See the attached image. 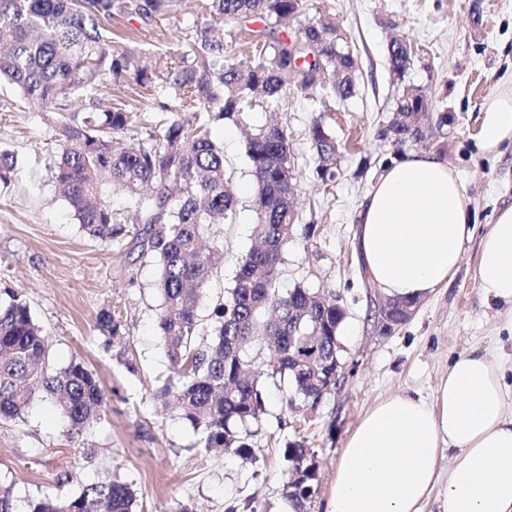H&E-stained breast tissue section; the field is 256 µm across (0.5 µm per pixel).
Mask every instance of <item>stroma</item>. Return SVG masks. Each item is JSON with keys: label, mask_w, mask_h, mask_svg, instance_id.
<instances>
[{"label": "stroma", "mask_w": 512, "mask_h": 512, "mask_svg": "<svg viewBox=\"0 0 512 512\" xmlns=\"http://www.w3.org/2000/svg\"><path fill=\"white\" fill-rule=\"evenodd\" d=\"M328 13L348 38L360 68L357 93L338 103L332 127L345 150L342 177L325 188L312 172L307 129L314 114L306 93L284 95L279 115L288 129L298 171L295 235L284 252L279 287L302 284L341 296L347 316L341 336L345 379L312 416L287 409L275 386L264 391L266 413L247 439L256 457L204 452L172 410L154 394L170 374L154 336L160 269L86 235L68 205L54 197L46 167L52 129L35 112L0 108V144L12 149L17 169L0 183V286L24 294L35 321L49 338L53 364L80 362L94 371L108 397L101 424L71 435L50 401L36 395L24 419L0 423V482L18 499L77 494L82 482L116 477L131 482L136 512H174L177 503L196 512L247 506L284 512L281 496L287 442H304L317 457L318 492L309 512H327L341 448L361 418L382 399L416 392L433 399L453 360L477 348L501 367L512 411V308L486 303L479 288L478 237L497 208L512 203V145L501 154L484 152L477 140L488 98L512 85V0H310ZM479 5L483 25L471 29L468 15ZM416 47L406 74L424 87L433 114H445L442 132L407 145V152H432L463 177L472 200L476 241L449 285L421 299L413 316L391 334H380L374 302L380 293L367 280L355 249V216L381 172L401 152L378 136L392 116L399 87L390 73L392 35ZM224 162L236 172L234 194L240 223L214 227L224 244V265L198 303L202 319L233 284L240 257L249 249L248 211L254 192L239 126L214 130ZM118 312L128 331L122 345L132 354L128 371L106 350L95 327L101 309ZM68 472L72 481L57 482Z\"/></svg>", "instance_id": "1"}]
</instances>
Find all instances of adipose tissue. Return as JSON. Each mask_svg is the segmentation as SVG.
<instances>
[{
    "label": "adipose tissue",
    "instance_id": "obj_1",
    "mask_svg": "<svg viewBox=\"0 0 512 512\" xmlns=\"http://www.w3.org/2000/svg\"><path fill=\"white\" fill-rule=\"evenodd\" d=\"M489 153L512 143V89L490 97L478 132ZM460 173L432 153L385 166L356 217L355 249L386 297L423 299L448 287L474 235ZM486 299L512 307V204L479 244ZM500 369L479 350L458 356L433 400L410 393L375 404L346 438L328 512H512V412ZM448 470H441V458Z\"/></svg>",
    "mask_w": 512,
    "mask_h": 512
}]
</instances>
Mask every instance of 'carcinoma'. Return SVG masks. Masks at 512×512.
Here are the masks:
<instances>
[{
  "mask_svg": "<svg viewBox=\"0 0 512 512\" xmlns=\"http://www.w3.org/2000/svg\"><path fill=\"white\" fill-rule=\"evenodd\" d=\"M184 0H0V84L14 91L4 107L39 112L53 136L47 143L54 192L90 237L160 265L161 304L156 336L172 376L158 390L164 406L197 436L205 452L231 449L251 459L242 431L266 414L263 387L287 388V408L311 414L328 394L318 376L299 365L317 351L316 363L336 366V343L346 311L336 296L323 297L301 284L279 293L276 280L297 221V175L278 101L290 89L311 92L319 115L308 129L317 179L336 180V136L328 113L354 95L357 61L325 15L310 17L308 0H194L192 17L180 18ZM144 27L182 20L186 35L177 50L159 48L143 62L132 45L113 46L112 23ZM258 19L262 26L247 23ZM294 31L286 33L288 23ZM248 47L234 56L228 46L241 33ZM328 79L299 83L318 68ZM408 57L392 55L393 78L404 82ZM130 86L149 105L130 110L112 88ZM265 122L244 143L255 184L252 246L239 260L233 287L224 291L209 326L196 303L224 264V248L204 252L201 240L215 224H236L235 172L224 165V147L212 128L244 125L250 112ZM429 111L421 86L405 85L393 118L379 137L402 148L421 137L412 118ZM14 152L0 145V182L16 171ZM125 193L132 210L113 208L105 186ZM0 304V422L22 418L36 393L49 396L79 434L100 423L108 401L92 370L73 362L57 371L43 328L30 304L13 289ZM97 330L112 346L125 331L115 312L101 310ZM267 339L273 360L254 367L248 350ZM282 498L292 512H308L316 493L318 464L303 443L286 444ZM131 485L118 479L83 486L75 497L35 499L21 511L12 488L0 484V512H134Z\"/></svg>",
  "mask_w": 512,
  "mask_h": 512,
  "instance_id": "obj_1",
  "label": "carcinoma"
}]
</instances>
